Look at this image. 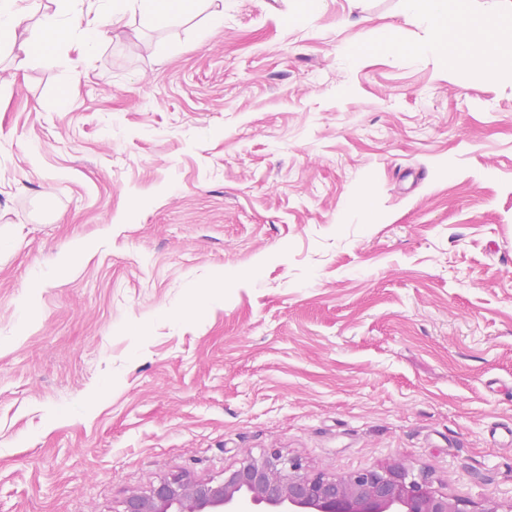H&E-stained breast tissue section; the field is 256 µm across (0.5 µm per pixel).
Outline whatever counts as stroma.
Segmentation results:
<instances>
[{
    "label": "stroma",
    "instance_id": "1",
    "mask_svg": "<svg viewBox=\"0 0 512 512\" xmlns=\"http://www.w3.org/2000/svg\"><path fill=\"white\" fill-rule=\"evenodd\" d=\"M222 8L0 50V512L271 448L512 512V75L402 0Z\"/></svg>",
    "mask_w": 512,
    "mask_h": 512
}]
</instances>
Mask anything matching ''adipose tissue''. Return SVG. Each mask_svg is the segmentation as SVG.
Wrapping results in <instances>:
<instances>
[{"mask_svg":"<svg viewBox=\"0 0 512 512\" xmlns=\"http://www.w3.org/2000/svg\"><path fill=\"white\" fill-rule=\"evenodd\" d=\"M66 11V20L44 15L41 27L53 45H61L79 35L86 48H93L104 27L115 26L123 18L127 5H134L153 24L170 25L195 9L199 0H100L95 16H85L82 0H58ZM407 13L429 23L426 42L415 46L418 55L434 56L442 67L465 74H480L493 80L512 65V26L500 24L497 15L469 14L461 0H403ZM456 32L460 47L448 50V34Z\"/></svg>","mask_w":512,"mask_h":512,"instance_id":"1","label":"adipose tissue"}]
</instances>
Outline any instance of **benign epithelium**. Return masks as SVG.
Returning <instances> with one entry per match:
<instances>
[{
	"label": "benign epithelium",
	"mask_w": 512,
	"mask_h": 512,
	"mask_svg": "<svg viewBox=\"0 0 512 512\" xmlns=\"http://www.w3.org/2000/svg\"><path fill=\"white\" fill-rule=\"evenodd\" d=\"M123 512H498L490 498L468 501L437 491L428 476L403 465L373 467L332 477L309 471L295 457L272 449L244 456L224 480L172 475L146 492H132Z\"/></svg>",
	"instance_id": "benign-epithelium-1"
}]
</instances>
